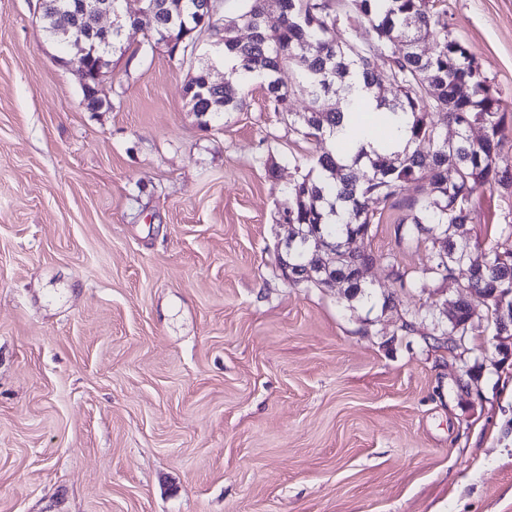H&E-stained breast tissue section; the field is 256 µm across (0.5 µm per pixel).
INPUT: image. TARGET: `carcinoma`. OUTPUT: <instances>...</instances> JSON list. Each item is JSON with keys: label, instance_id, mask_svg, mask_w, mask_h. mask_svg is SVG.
<instances>
[{"label": "carcinoma", "instance_id": "1", "mask_svg": "<svg viewBox=\"0 0 512 512\" xmlns=\"http://www.w3.org/2000/svg\"><path fill=\"white\" fill-rule=\"evenodd\" d=\"M58 0H43L39 14L42 28L53 36L65 30L70 13L55 11ZM186 15L171 16L163 3H156L153 29L133 53L147 54L160 44L181 62L193 60L196 41L215 38L224 52L234 56L233 77L224 87L207 84L208 70L200 67L186 91L192 108L200 115L234 112L244 104L245 91L258 80L273 105V111L292 112V90L282 87L277 74L285 66L298 71L297 87L309 96V112L289 121L291 130L305 141L334 133L343 119V106L352 102V74L361 77L363 88L376 92L385 84L396 88L397 97L377 103L390 112L412 116L411 137L401 150L370 156L360 149L352 161L343 162L332 149L317 158L316 170L302 172L288 186V207L292 224H318L327 240L351 235L369 236L377 212L367 201L389 202L411 187L414 196L408 214L397 230L411 239L435 243L434 272L453 277L466 266L471 277L464 289L446 301L447 317L443 336H467L471 330V309L467 294L477 291L512 295V253L488 248L480 253L468 250L464 228L471 221V196L477 184L501 183L512 178V165L502 147L512 129L505 125V107L487 83L479 66L461 42L448 30L446 14L434 10V0H280L279 16L268 19L263 0H242L241 11L224 25L211 17H196L195 0H185ZM354 12L374 32V41L357 47L336 41L340 14ZM251 30L243 39L239 30ZM430 39L433 52L422 56L415 43ZM431 112L445 113L455 126L453 142L440 137L427 120ZM479 124L484 135L477 141L469 130ZM365 168L366 177L357 176ZM370 265L373 257L355 258ZM354 258L327 251L310 242L290 259V265L329 264L341 272Z\"/></svg>", "mask_w": 512, "mask_h": 512}]
</instances>
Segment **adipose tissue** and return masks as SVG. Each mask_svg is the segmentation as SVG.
<instances>
[{
    "label": "adipose tissue",
    "mask_w": 512,
    "mask_h": 512,
    "mask_svg": "<svg viewBox=\"0 0 512 512\" xmlns=\"http://www.w3.org/2000/svg\"><path fill=\"white\" fill-rule=\"evenodd\" d=\"M410 118L398 112H381L372 97H363L353 112L331 138L333 144L349 150L364 149L368 152L384 148H403L409 137Z\"/></svg>",
    "instance_id": "obj_1"
}]
</instances>
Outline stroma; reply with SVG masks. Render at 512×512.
Wrapping results in <instances>:
<instances>
[{
  "mask_svg": "<svg viewBox=\"0 0 512 512\" xmlns=\"http://www.w3.org/2000/svg\"><path fill=\"white\" fill-rule=\"evenodd\" d=\"M36 4L0 0V512H512V340L474 294L464 349L426 340L468 270L398 240L404 199L356 243L370 298L289 281L277 209L321 144L257 84L192 112L162 46L87 111ZM436 7L511 128L512 0ZM471 203L469 249L512 252V188Z\"/></svg>",
  "mask_w": 512,
  "mask_h": 512,
  "instance_id": "35a3bbf8",
  "label": "stroma"
}]
</instances>
